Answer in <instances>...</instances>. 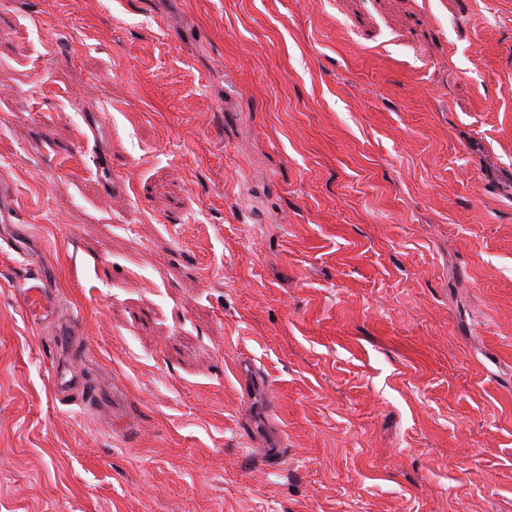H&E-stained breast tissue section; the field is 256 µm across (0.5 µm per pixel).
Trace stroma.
<instances>
[{
  "label": "stroma",
  "instance_id": "1",
  "mask_svg": "<svg viewBox=\"0 0 512 512\" xmlns=\"http://www.w3.org/2000/svg\"><path fill=\"white\" fill-rule=\"evenodd\" d=\"M20 224L0 512H512V0H0ZM48 280L45 268L38 267V272L30 274L25 288H21V303L28 318L38 321L53 319L58 323L55 346L62 349L72 342L76 330L73 324L57 320L56 300L47 289Z\"/></svg>",
  "mask_w": 512,
  "mask_h": 512
}]
</instances>
